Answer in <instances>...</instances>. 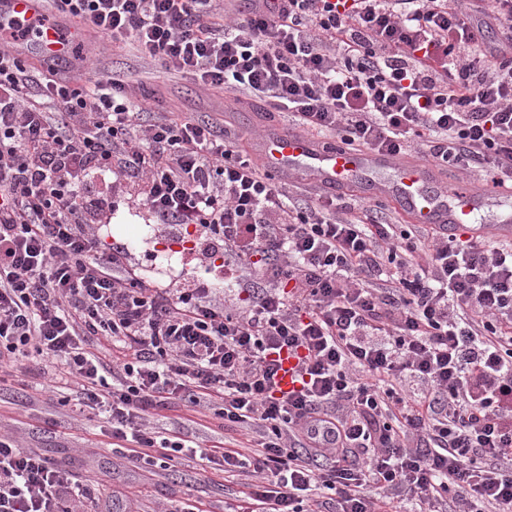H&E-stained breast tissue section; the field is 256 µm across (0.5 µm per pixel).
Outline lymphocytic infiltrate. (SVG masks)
I'll list each match as a JSON object with an SVG mask.
<instances>
[{
    "instance_id": "f902f5d3",
    "label": "lymphocytic infiltrate",
    "mask_w": 512,
    "mask_h": 512,
    "mask_svg": "<svg viewBox=\"0 0 512 512\" xmlns=\"http://www.w3.org/2000/svg\"><path fill=\"white\" fill-rule=\"evenodd\" d=\"M52 2L304 132L512 185V0H493L494 43L467 0H251L233 22L218 0ZM16 44L0 34L1 374L52 364L137 462L182 452L149 422L177 400L258 433L205 455L248 478L242 512H512V243L296 200L219 122L151 111L118 71L32 70ZM129 203L155 233L193 226L180 279L105 243ZM284 352L301 386L281 396ZM0 512L87 498L0 435Z\"/></svg>"
}]
</instances>
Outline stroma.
I'll list each match as a JSON object with an SVG mask.
<instances>
[{"label":"stroma","mask_w":512,"mask_h":512,"mask_svg":"<svg viewBox=\"0 0 512 512\" xmlns=\"http://www.w3.org/2000/svg\"><path fill=\"white\" fill-rule=\"evenodd\" d=\"M98 45L92 67L128 73L132 96L148 98L153 111L220 118L252 141L265 130L292 127L288 113H271L267 103L230 91H207L190 79L169 76L130 46L117 47L103 38ZM68 395L64 386H53L38 368L15 372L0 391V433L16 436L24 446L67 469L77 485L88 489L92 507L104 512H181L193 504L201 512H225L241 497L242 480L213 473L201 457L215 442L234 438L223 420L180 405L161 411L152 418V426L180 433L191 446L169 468L143 467L114 451L107 414L75 413L64 402Z\"/></svg>","instance_id":"35a3bbf8"}]
</instances>
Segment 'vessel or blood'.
<instances>
[{
    "instance_id": "vessel-or-blood-1",
    "label": "vessel or blood",
    "mask_w": 512,
    "mask_h": 512,
    "mask_svg": "<svg viewBox=\"0 0 512 512\" xmlns=\"http://www.w3.org/2000/svg\"><path fill=\"white\" fill-rule=\"evenodd\" d=\"M0 20L21 25L25 37L37 45L46 60L60 63L68 59L79 30L64 28L60 22L46 19L41 0H0ZM261 158L273 173L308 172L329 194L342 193L348 186L363 183L371 193L395 199L413 216L416 223L430 224L455 233L464 224H472L474 234H483V226L473 225L474 215L487 207H497L492 226L497 238H512V190L500 186L476 187L470 181L448 190L437 189L436 166L403 161L374 151L331 150L296 132H274L261 138ZM397 172L393 183H377L373 175L381 169ZM295 358L283 357L278 375V390L286 394L299 388Z\"/></svg>"
}]
</instances>
